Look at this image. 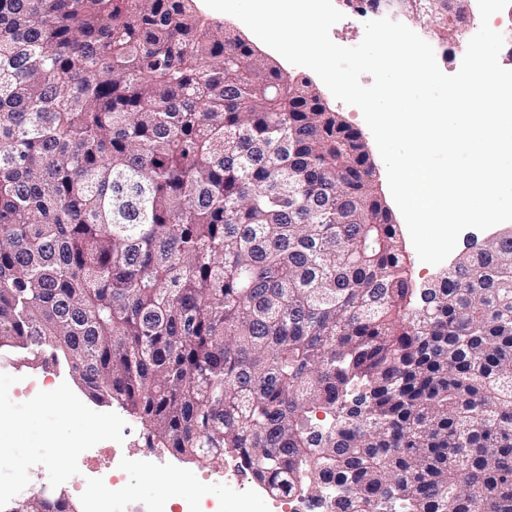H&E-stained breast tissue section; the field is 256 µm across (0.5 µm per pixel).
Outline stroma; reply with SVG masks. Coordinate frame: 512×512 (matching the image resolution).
<instances>
[{
	"label": "stroma",
	"mask_w": 512,
	"mask_h": 512,
	"mask_svg": "<svg viewBox=\"0 0 512 512\" xmlns=\"http://www.w3.org/2000/svg\"><path fill=\"white\" fill-rule=\"evenodd\" d=\"M470 20V25L460 26L449 35L435 26L430 29L429 36L439 47L436 61L445 74H455L461 67L467 44L473 35L471 27L481 21L478 6H471ZM264 56L281 69L308 79L324 102L361 134L371 157L376 160L375 183L383 185L384 163L378 158V148L361 111L335 99L310 69L291 65L270 50L265 51ZM1 404L11 406L16 417L27 425L25 435L19 440L23 448L20 458L25 461V468L0 472V485L15 487L18 496L24 497L46 487L64 491L72 498L78 489L88 487L90 473L76 455L61 456L55 449L38 445L41 430L62 424L79 438L81 447L86 448L87 452L94 454L115 444L131 461L127 498L117 502L118 512H125L130 505L140 508L141 512H149L153 500L157 498L167 507L182 504L192 498L197 488L207 491L202 499L203 504H214L218 512H237L235 498L225 494L223 487L214 481L204 480V468L183 457L166 455L165 466L153 470L135 467L134 461L143 443L142 425L120 408L92 400L75 385L68 367L59 368L42 359L19 353H1ZM167 475L172 476V483L160 487L158 477Z\"/></svg>",
	"instance_id": "obj_1"
}]
</instances>
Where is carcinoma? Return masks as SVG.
I'll list each match as a JSON object with an SVG mask.
<instances>
[{
    "label": "carcinoma",
    "mask_w": 512,
    "mask_h": 512,
    "mask_svg": "<svg viewBox=\"0 0 512 512\" xmlns=\"http://www.w3.org/2000/svg\"><path fill=\"white\" fill-rule=\"evenodd\" d=\"M374 172L192 0H0V349L323 512H512V231L424 292Z\"/></svg>",
    "instance_id": "1"
}]
</instances>
